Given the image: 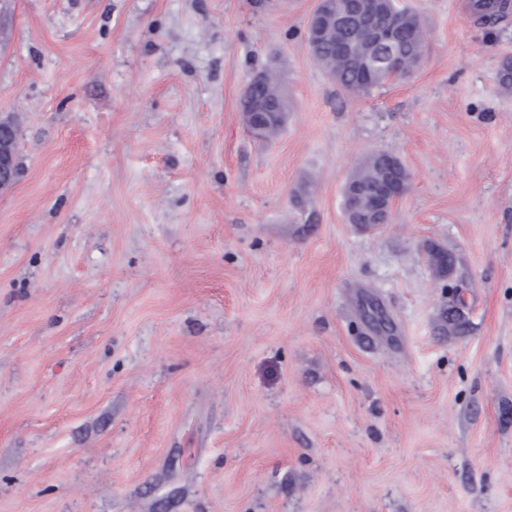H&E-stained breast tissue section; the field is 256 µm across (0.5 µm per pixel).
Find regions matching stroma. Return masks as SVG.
<instances>
[{"instance_id":"1","label":"stroma","mask_w":512,"mask_h":512,"mask_svg":"<svg viewBox=\"0 0 512 512\" xmlns=\"http://www.w3.org/2000/svg\"><path fill=\"white\" fill-rule=\"evenodd\" d=\"M405 2L422 60L352 95L318 0H10L0 512H512V10ZM378 151L411 180L369 231L343 188ZM257 73L263 75V81L261 85L253 87L251 91L253 97L258 100L274 98L278 102V112H288V104L281 92L280 80L276 71L269 68H264ZM248 87L245 90L241 102V106L243 109H250L254 106V101L252 99L251 93L248 91ZM2 127L6 128L10 131V135L5 138L4 142L6 145H10L9 149L11 150V152L14 156V161H13V158L9 154H6L3 151L2 152L0 151V181L1 182H9V183H3V184L1 183L0 188H6L14 183L17 173L20 170L19 161H18V151H17V135H16V130H18V129H17V124H16L15 120L10 116L0 119V128H2ZM3 128L0 129V139H2V140L5 137V131ZM14 162H15V174H14V178H13ZM12 178H13V181L11 182Z\"/></svg>"}]
</instances>
